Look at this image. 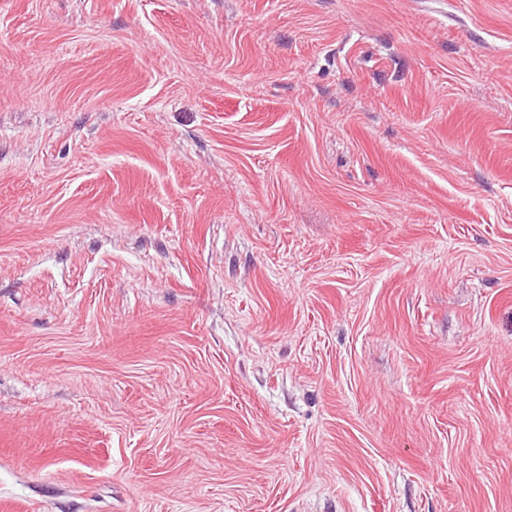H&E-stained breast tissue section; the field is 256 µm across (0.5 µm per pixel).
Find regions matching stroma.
Segmentation results:
<instances>
[{
	"instance_id": "obj_1",
	"label": "stroma",
	"mask_w": 512,
	"mask_h": 512,
	"mask_svg": "<svg viewBox=\"0 0 512 512\" xmlns=\"http://www.w3.org/2000/svg\"><path fill=\"white\" fill-rule=\"evenodd\" d=\"M0 512H512V0H0Z\"/></svg>"
}]
</instances>
